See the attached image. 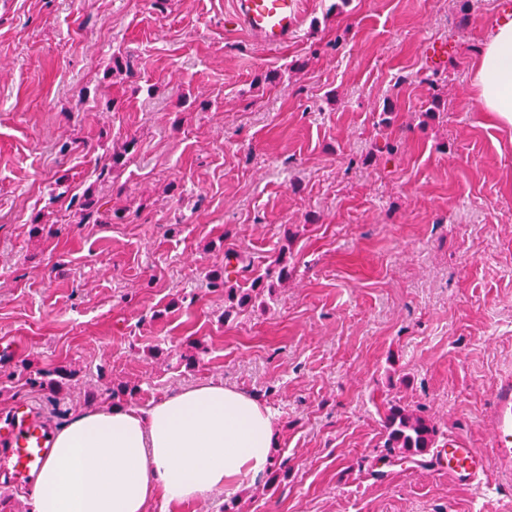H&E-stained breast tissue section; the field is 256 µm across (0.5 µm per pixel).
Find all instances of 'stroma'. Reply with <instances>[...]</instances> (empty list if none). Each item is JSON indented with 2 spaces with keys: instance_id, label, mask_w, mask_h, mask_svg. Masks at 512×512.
I'll return each mask as SVG.
<instances>
[{
  "instance_id": "1",
  "label": "stroma",
  "mask_w": 512,
  "mask_h": 512,
  "mask_svg": "<svg viewBox=\"0 0 512 512\" xmlns=\"http://www.w3.org/2000/svg\"><path fill=\"white\" fill-rule=\"evenodd\" d=\"M229 8L0 0V417L30 405L56 427L92 387L129 383L147 404L219 381L275 411L287 472L242 490L238 512H512L494 472L477 488L407 458L373 472L394 404L487 447L512 369V129L471 83L497 0H303L277 48L226 27ZM117 50L135 77L106 75ZM132 137L116 184L98 182ZM91 186L123 219L68 210ZM281 251L287 282L225 317L205 272ZM56 365L76 377L28 385ZM137 148V141L133 138L126 140L120 148L113 149L110 156V161L101 167L98 174V180L101 182L108 181V179L116 172L124 170L126 163L129 160V155L134 153Z\"/></svg>"
}]
</instances>
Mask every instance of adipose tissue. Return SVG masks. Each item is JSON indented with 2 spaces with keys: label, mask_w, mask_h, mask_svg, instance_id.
<instances>
[{
  "label": "adipose tissue",
  "mask_w": 512,
  "mask_h": 512,
  "mask_svg": "<svg viewBox=\"0 0 512 512\" xmlns=\"http://www.w3.org/2000/svg\"><path fill=\"white\" fill-rule=\"evenodd\" d=\"M474 95L512 129V21L495 26L473 69ZM276 418L259 397L221 382L182 387L140 406L77 411L58 427L29 491L33 512H147L233 496L263 477Z\"/></svg>",
  "instance_id": "ef3b65f1"
}]
</instances>
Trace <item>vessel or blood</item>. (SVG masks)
I'll return each mask as SVG.
<instances>
[{"instance_id":"obj_1","label":"vessel or blood","mask_w":512,"mask_h":512,"mask_svg":"<svg viewBox=\"0 0 512 512\" xmlns=\"http://www.w3.org/2000/svg\"><path fill=\"white\" fill-rule=\"evenodd\" d=\"M301 20V0H233L227 21L243 27L268 47L287 43ZM490 452L469 447L465 439L452 435L433 453V469L446 472L449 480L471 486L481 476L495 471L512 473V372L501 374L487 413ZM0 468L8 471L14 485H28L52 453V436L31 409H13L0 419Z\"/></svg>"}]
</instances>
